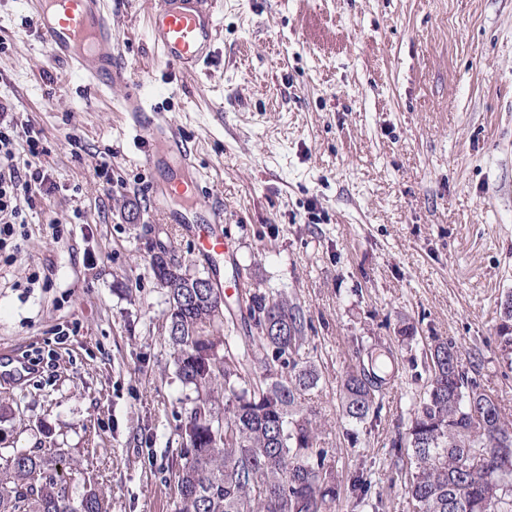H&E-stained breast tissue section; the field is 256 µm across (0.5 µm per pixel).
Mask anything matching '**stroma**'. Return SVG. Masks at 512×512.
Returning <instances> with one entry per match:
<instances>
[{"instance_id":"stroma-1","label":"stroma","mask_w":512,"mask_h":512,"mask_svg":"<svg viewBox=\"0 0 512 512\" xmlns=\"http://www.w3.org/2000/svg\"><path fill=\"white\" fill-rule=\"evenodd\" d=\"M152 0H108L122 62L180 131L224 211L243 287L286 292L319 381L306 400L339 473L364 470L380 512H412L392 443L429 384L432 338L455 343L512 413L499 340L512 296V0H216L215 55L162 71ZM0 102L46 149L53 188L0 250V348L38 359L0 384V457L41 448L80 469L108 512H175L171 464L196 394L177 375L166 251L210 276L163 219L118 106L48 58L24 0H0ZM112 158L111 192L94 169ZM68 338L58 342L59 331ZM391 346L375 421H339L359 346Z\"/></svg>"}]
</instances>
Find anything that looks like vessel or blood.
<instances>
[{"label":"vessel or blood","mask_w":512,"mask_h":512,"mask_svg":"<svg viewBox=\"0 0 512 512\" xmlns=\"http://www.w3.org/2000/svg\"><path fill=\"white\" fill-rule=\"evenodd\" d=\"M38 36L50 57L67 67L98 93L122 88L121 110L136 133L140 162L146 170L163 172L160 196L190 198V207L205 212L206 222L191 223L187 214L172 212L168 220L186 226L197 239L203 258L229 254L226 242L212 238L210 225L224 221V212L197 196L191 178L189 150L176 127L139 83L130 81L121 62V47L112 35L105 0H32ZM214 0H155L147 18L150 42L163 65L182 75L200 73L210 63L218 25ZM32 366L14 352L0 350V378L19 379Z\"/></svg>","instance_id":"vessel-or-blood-1"}]
</instances>
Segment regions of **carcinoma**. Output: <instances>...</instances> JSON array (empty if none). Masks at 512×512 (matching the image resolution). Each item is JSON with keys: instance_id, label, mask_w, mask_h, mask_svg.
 <instances>
[{"instance_id": "1", "label": "carcinoma", "mask_w": 512, "mask_h": 512, "mask_svg": "<svg viewBox=\"0 0 512 512\" xmlns=\"http://www.w3.org/2000/svg\"><path fill=\"white\" fill-rule=\"evenodd\" d=\"M150 266L167 289L168 341L182 382L197 393L175 461L178 512H332L341 483L355 506L379 512L364 472L339 475L320 447L315 410L301 397L318 379L316 365L302 357L307 324L287 295H249V342L224 319V353L215 355L208 336L222 314L216 288L194 287L175 260ZM500 340L512 351V298L501 314ZM251 361L261 375L242 372ZM431 379L400 444L410 460L405 486L413 512H486L487 489L499 486L497 512H512V469L504 471L497 450L512 451V415L485 393L456 344L438 338L429 348ZM387 378L364 365L344 378L341 418L364 422L382 407ZM224 390V415L215 419L209 397ZM61 461L40 448H14L0 466V512H104L95 488L74 498Z\"/></svg>"}]
</instances>
